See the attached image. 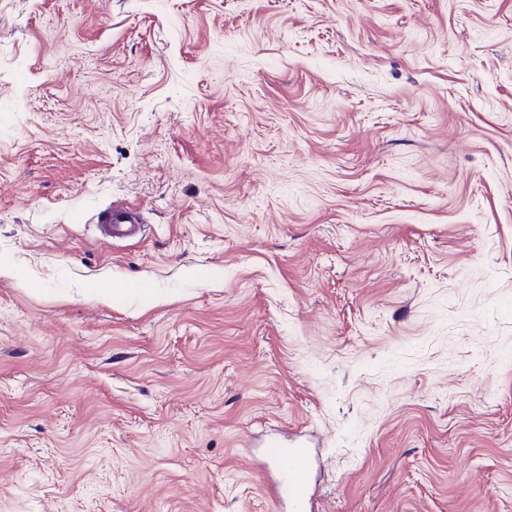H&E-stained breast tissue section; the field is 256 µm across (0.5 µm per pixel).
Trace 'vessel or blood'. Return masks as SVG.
I'll list each match as a JSON object with an SVG mask.
<instances>
[{"mask_svg": "<svg viewBox=\"0 0 512 512\" xmlns=\"http://www.w3.org/2000/svg\"><path fill=\"white\" fill-rule=\"evenodd\" d=\"M97 228L107 241L130 240L141 236L143 226L135 209L123 203L110 205L97 217ZM267 456L281 462L280 477L271 494L274 499L286 500L290 512H304L312 479V453L299 444L269 442Z\"/></svg>", "mask_w": 512, "mask_h": 512, "instance_id": "1", "label": "vessel or blood"}]
</instances>
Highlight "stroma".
Listing matches in <instances>:
<instances>
[{
    "label": "stroma",
    "instance_id": "35a3bbf8",
    "mask_svg": "<svg viewBox=\"0 0 512 512\" xmlns=\"http://www.w3.org/2000/svg\"><path fill=\"white\" fill-rule=\"evenodd\" d=\"M294 435L512 512V0H0V512H279ZM96 225L101 237L110 242L135 239L143 232L138 212L123 203L110 205L98 215Z\"/></svg>",
    "mask_w": 512,
    "mask_h": 512
}]
</instances>
